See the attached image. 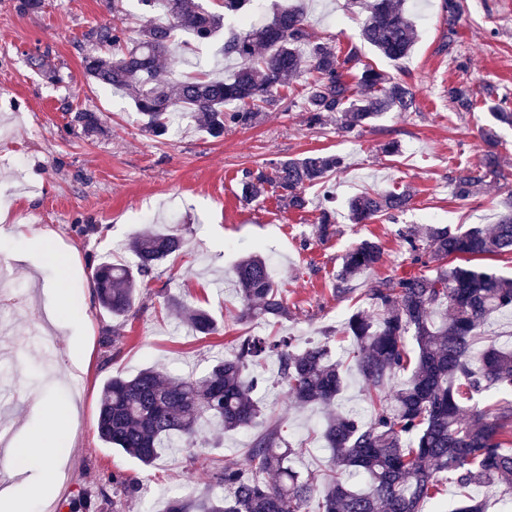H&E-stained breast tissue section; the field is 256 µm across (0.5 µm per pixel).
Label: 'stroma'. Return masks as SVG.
<instances>
[{"label":"stroma","mask_w":512,"mask_h":512,"mask_svg":"<svg viewBox=\"0 0 512 512\" xmlns=\"http://www.w3.org/2000/svg\"><path fill=\"white\" fill-rule=\"evenodd\" d=\"M463 8L449 37L442 16L443 0H406L417 37L410 54L388 60L360 37L364 14L358 0H303L310 32L332 42L340 56L355 55L413 88L417 109L390 112L371 126L350 134L335 124L308 129L304 104L266 112L261 124L232 128L215 139L182 121L179 129L157 137L145 131L132 100L102 89L84 75L81 57L92 50V28L117 24L128 37L151 21L140 0H43L41 11L22 15L15 0H0V241L10 275L24 296L21 308L6 311V334L0 348L10 366L0 381V419L13 441L52 434L54 423L37 410L39 401L73 403L72 441L58 464L68 477L56 487L43 512H60L62 499L90 496L95 512H162L169 497L187 489L202 493L211 485L214 460L248 467L247 450L261 428L278 426L296 448L291 465L301 473L323 474L329 452L318 428L322 411L301 408L277 384L274 370L257 394L263 415L257 426L226 433L206 458L166 449L151 469L108 448L97 433V402L112 376H130L156 367L163 376L203 374L217 355L230 354L248 336H289L296 348L328 342L342 356L347 341L343 322L350 300L336 297L333 284L345 253L361 240L379 241L381 264L357 281L356 298L379 278L423 273L412 261L402 229L428 224L471 227L498 221L502 203L512 193V177L462 200L453 177L475 165L487 151L479 130L491 120L484 107L457 113L448 105V87L467 83L477 98L487 91L512 102V0H461ZM224 40L199 45L167 64L174 75L197 69L232 72L237 61L222 53ZM48 55L65 76L53 83L31 68L28 59ZM98 113L102 133L87 137L71 125L76 110ZM398 144L395 154L384 143ZM331 151L345 159L326 186L305 191L300 210L282 206L275 193L245 203V171L264 168L269 160ZM336 196L335 232L320 239L317 217L324 188ZM412 188L411 208L396 221L348 219L347 201L360 192ZM30 224L49 236L45 250L26 252L16 236ZM177 225L185 244L154 270L136 302L133 317H112L97 302L94 267L103 261L126 263L133 256L126 243L151 225ZM25 260H18L19 252ZM275 262V278L288 303L289 316L261 324L238 319L240 302L230 283L238 260L252 252ZM67 289L84 316L76 331L56 332V356L48 358L33 339L34 312L44 311L56 289ZM176 299L210 313L212 335L189 332L174 311ZM119 333L109 343L111 333ZM85 342L83 386L71 392L70 340ZM138 479L136 498L119 503L98 494V481L110 473Z\"/></svg>","instance_id":"stroma-1"}]
</instances>
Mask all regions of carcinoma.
Listing matches in <instances>:
<instances>
[{"mask_svg": "<svg viewBox=\"0 0 512 512\" xmlns=\"http://www.w3.org/2000/svg\"><path fill=\"white\" fill-rule=\"evenodd\" d=\"M140 2L148 10L162 9L168 22H151L135 39L116 24L100 25L89 38L112 52L87 53L82 65L96 84L126 93L154 135L164 134L177 118H189L218 138L229 128L254 126L263 112L285 104L295 93L304 99L303 122L310 129H321L333 118L339 130L351 133L388 112L416 110L411 87L369 65L355 83L347 81L354 57L342 59L335 46L312 38L303 11L286 3L259 26L227 32L224 55L240 61L230 77L200 72L171 81L162 63L172 56L175 31L206 41L249 0H221V12L198 0ZM361 5L366 13L364 42L388 59L407 57L416 29L403 0H363ZM443 9L451 38L459 0H444ZM305 68L312 78L297 87L294 80ZM448 102L456 112L474 106L463 83L448 88ZM484 105L492 122L482 127L481 135L495 149L453 178L455 192L463 199L506 179L504 154L496 149L497 129L512 126V112L489 96ZM72 122L87 136L103 130L100 116L89 110L75 112ZM341 166L342 159L331 153L272 160L264 170L245 172L242 199L252 203L270 187L286 207L300 210L306 205V188L325 182ZM412 200L409 190L364 192L353 196L348 207L358 224L390 219L407 210ZM400 235L415 261L436 267L429 274L371 283L365 289L370 309L356 311L345 322L353 341L349 357L364 383L371 420L356 411L334 412L346 369L327 345L296 350L287 337H247L200 376L165 380L157 370L145 368L104 384L98 436L145 468L154 466L163 448L193 452L209 447L198 438V425L205 418L216 422V444L226 432L256 425L261 415L254 399L258 377L247 378L246 369L267 356L275 360L277 377L295 404L315 405L324 412L320 436L330 456L322 477H303L290 468L292 448L279 428L270 426L247 449L248 469L231 464L212 468L220 493L172 497L164 512H437L432 500L442 474L464 488L512 483V453L504 451L503 441L512 435V399L489 406L480 400L492 388L512 393V349L498 347L481 332L493 315L512 310V278L469 265H448V260L460 257L512 255V200L505 201V212L490 227L462 231L431 225L422 231L408 228ZM183 244L173 229L150 230L130 240L125 249L135 255L134 265L110 262L94 268L98 304L117 318L135 314L144 279ZM382 258L376 241L364 240L351 248L336 275V296L353 294L352 281ZM234 284L241 322L288 318V303L260 254L239 260ZM174 306L190 330L203 335L215 331L205 310L181 302ZM409 336L415 341L411 350ZM401 371L407 374L405 382L389 384ZM109 486L126 497L135 496L138 489L134 480L111 474L100 488L101 496H107Z\"/></svg>", "mask_w": 512, "mask_h": 512, "instance_id": "1", "label": "carcinoma"}]
</instances>
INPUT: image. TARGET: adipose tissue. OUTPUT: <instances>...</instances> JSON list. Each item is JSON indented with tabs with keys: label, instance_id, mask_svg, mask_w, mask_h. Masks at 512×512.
Instances as JSON below:
<instances>
[{
	"label": "adipose tissue",
	"instance_id": "1",
	"mask_svg": "<svg viewBox=\"0 0 512 512\" xmlns=\"http://www.w3.org/2000/svg\"><path fill=\"white\" fill-rule=\"evenodd\" d=\"M41 411L54 423V436L37 438L33 444H20L13 450V457L20 467L35 471L36 476L24 480L11 491L0 494V512H36L37 506L46 504L56 484L57 447L71 439V405L40 402Z\"/></svg>",
	"mask_w": 512,
	"mask_h": 512
}]
</instances>
